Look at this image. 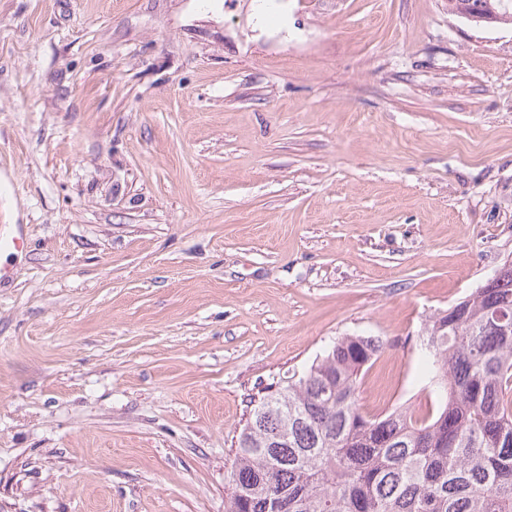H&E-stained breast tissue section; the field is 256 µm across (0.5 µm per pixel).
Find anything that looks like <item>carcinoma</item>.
Instances as JSON below:
<instances>
[{
  "label": "carcinoma",
  "mask_w": 512,
  "mask_h": 512,
  "mask_svg": "<svg viewBox=\"0 0 512 512\" xmlns=\"http://www.w3.org/2000/svg\"><path fill=\"white\" fill-rule=\"evenodd\" d=\"M382 347L345 336L261 399L237 437L227 512H512V261L428 324L435 409L362 412Z\"/></svg>",
  "instance_id": "carcinoma-1"
}]
</instances>
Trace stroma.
Instances as JSON below:
<instances>
[{
	"instance_id": "1",
	"label": "stroma",
	"mask_w": 512,
	"mask_h": 512,
	"mask_svg": "<svg viewBox=\"0 0 512 512\" xmlns=\"http://www.w3.org/2000/svg\"><path fill=\"white\" fill-rule=\"evenodd\" d=\"M0 512H225L268 388L512 261V26L448 0H0Z\"/></svg>"
}]
</instances>
